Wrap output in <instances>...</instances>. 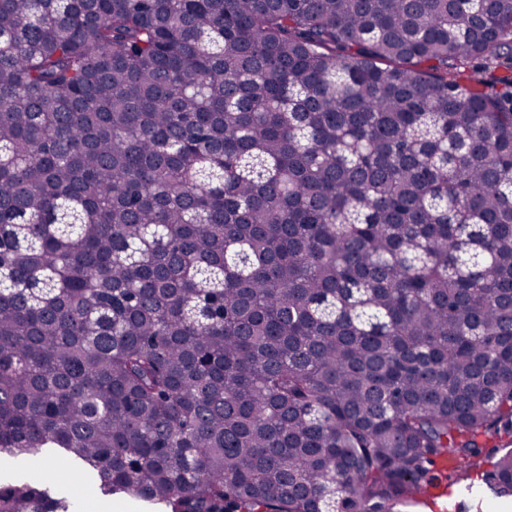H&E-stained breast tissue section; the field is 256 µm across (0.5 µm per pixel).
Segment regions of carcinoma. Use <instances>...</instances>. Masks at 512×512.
<instances>
[{
	"mask_svg": "<svg viewBox=\"0 0 512 512\" xmlns=\"http://www.w3.org/2000/svg\"><path fill=\"white\" fill-rule=\"evenodd\" d=\"M41 448L165 512L512 499V0H0V453Z\"/></svg>",
	"mask_w": 512,
	"mask_h": 512,
	"instance_id": "obj_1",
	"label": "carcinoma"
}]
</instances>
